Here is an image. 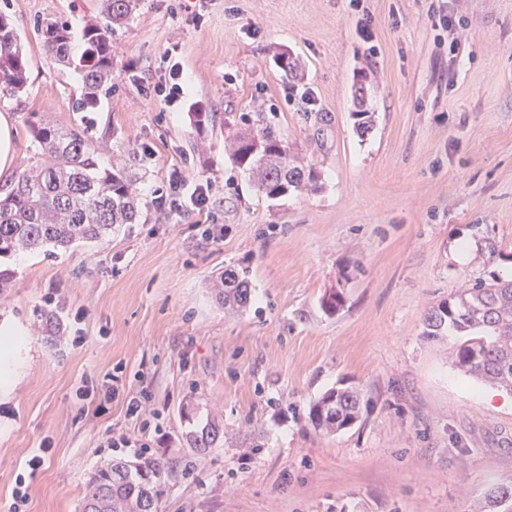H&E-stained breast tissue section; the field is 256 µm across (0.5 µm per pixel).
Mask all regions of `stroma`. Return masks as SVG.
<instances>
[{"instance_id": "obj_1", "label": "stroma", "mask_w": 512, "mask_h": 512, "mask_svg": "<svg viewBox=\"0 0 512 512\" xmlns=\"http://www.w3.org/2000/svg\"><path fill=\"white\" fill-rule=\"evenodd\" d=\"M0 10L31 59L26 94L0 100L16 161L31 154L32 112L87 119L107 140L103 165L128 145L150 152L141 223L102 245L0 259L13 273L0 325L24 333L0 370L17 376L0 396V512L45 438L25 510L79 512L86 479L114 454L107 437L134 434L126 400L140 395L167 434L154 453L187 450L183 413L224 426L223 446L161 512H474L512 487V390L464 377L455 337L423 334L458 289L512 279V0H141L112 41L115 88L84 115L78 75L54 63L36 23L66 20L81 52L98 0ZM172 48L185 97L167 107L143 81ZM198 109L217 124L197 132ZM257 110L316 170L315 189L269 199L233 163L226 137ZM175 169L210 182L207 213L157 211ZM209 227L223 236L205 239ZM243 260L251 305L228 314L208 283ZM331 290L345 305L328 316ZM110 375L108 410L76 402L78 386ZM341 385L362 392L358 421L315 430L311 404Z\"/></svg>"}]
</instances>
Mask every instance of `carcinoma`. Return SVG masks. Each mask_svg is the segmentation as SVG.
I'll return each mask as SVG.
<instances>
[{
    "instance_id": "1",
    "label": "carcinoma",
    "mask_w": 512,
    "mask_h": 512,
    "mask_svg": "<svg viewBox=\"0 0 512 512\" xmlns=\"http://www.w3.org/2000/svg\"><path fill=\"white\" fill-rule=\"evenodd\" d=\"M138 2L101 0L100 20L85 28V49L78 56L71 53L67 22L44 18L38 25L46 51L81 79L75 111L86 112L112 93V36L129 22ZM29 66L12 20L0 12V99L26 93ZM28 126L34 152L19 166L12 188L0 194V258L48 247L67 250L78 242L102 245L122 228L141 223L144 204L133 167L145 166L147 150L129 148L104 169V148L91 125L36 118ZM230 145L234 162L252 178L256 191L270 199L316 187L314 169L296 164L288 142L275 133L264 112L247 113L244 127L230 135ZM212 288L225 308L245 310L251 300L249 267H225ZM343 305L342 295L334 291L321 299L323 312L330 316ZM449 334L459 339L455 365L464 375L512 388V280L461 288L430 310L424 336ZM360 403L356 388L331 389L310 406V422L316 430L345 429L359 418ZM184 421L187 452L103 462L87 482L80 512H158L168 491L224 441L216 421L197 426L188 415ZM507 495L512 496V487L487 493L483 512H500Z\"/></svg>"
}]
</instances>
